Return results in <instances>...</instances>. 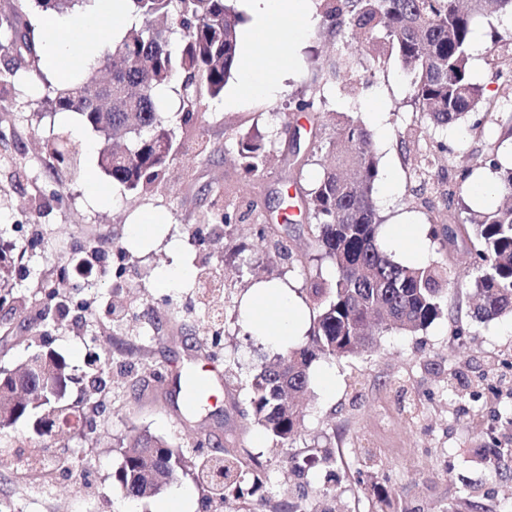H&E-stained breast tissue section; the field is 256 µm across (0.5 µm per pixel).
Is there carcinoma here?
<instances>
[{"mask_svg":"<svg viewBox=\"0 0 512 512\" xmlns=\"http://www.w3.org/2000/svg\"><path fill=\"white\" fill-rule=\"evenodd\" d=\"M43 11L63 13L89 0H35ZM141 26L127 33L102 62L112 63V108L92 105L99 79L93 62L80 76L49 91L51 111L79 114L100 134L99 162L112 181L139 192L168 168L178 150L174 127L161 115L157 90L177 84L180 125L197 120L198 96L224 92L238 57L242 15L228 0H129ZM493 11L512 14V0H322L323 18L336 29L376 34L397 51L411 78L414 104L434 126L460 124L478 107L493 112L495 104L468 73L471 25L475 15ZM24 11L5 18L12 34H21L28 53H37L34 31L22 20ZM180 32L181 44L169 47ZM325 80L347 88L356 82L345 63L331 62ZM58 165L77 169L68 135L46 141ZM245 170L260 173L267 161L265 136L249 131L237 140ZM328 163L309 189L300 192L302 209L312 221L313 242L320 258L336 268L332 280L306 289L312 306L308 341L287 347L252 378L248 406L241 417L261 426L284 444L298 434L303 415L298 401L309 391L310 369L321 358L340 359L373 343L371 328L415 334L445 316L443 284L459 274L432 262L404 266L392 260L378 241L380 216L373 199L379 170L369 131L348 120L328 143ZM467 239L479 275L471 283L476 304L472 317L489 322L512 313V205L490 211H467L447 226L446 241ZM43 372L40 394L17 389L16 374L0 372V433L21 421H39L37 436L49 435L77 417L67 401L75 382L68 363L54 352L30 355ZM122 462L115 480L129 498L155 494L181 474L196 481L222 503H249L267 476L255 458L245 459L235 445L191 457L147 431L130 435L121 446ZM332 464L328 454L294 457L291 469L302 473L316 463ZM445 512H488L475 499L448 503Z\"/></svg>","mask_w":512,"mask_h":512,"instance_id":"cac0c4a2","label":"carcinoma"}]
</instances>
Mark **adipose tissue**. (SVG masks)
Masks as SVG:
<instances>
[{
	"instance_id": "1",
	"label": "adipose tissue",
	"mask_w": 512,
	"mask_h": 512,
	"mask_svg": "<svg viewBox=\"0 0 512 512\" xmlns=\"http://www.w3.org/2000/svg\"><path fill=\"white\" fill-rule=\"evenodd\" d=\"M252 16L242 58L241 93H272L270 76L282 70L293 43L299 41L310 17L311 0H249ZM128 0H93L89 9L70 18L49 16L42 20L44 49L42 66L50 74L62 75L75 61L86 63L98 56L100 36L116 34L131 23ZM98 39H87L88 31ZM246 330L284 347L302 336L307 317L287 283L257 282L242 304Z\"/></svg>"
}]
</instances>
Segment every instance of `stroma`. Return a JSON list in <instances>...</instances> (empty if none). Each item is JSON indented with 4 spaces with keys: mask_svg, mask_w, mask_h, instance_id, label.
Listing matches in <instances>:
<instances>
[{
    "mask_svg": "<svg viewBox=\"0 0 512 512\" xmlns=\"http://www.w3.org/2000/svg\"><path fill=\"white\" fill-rule=\"evenodd\" d=\"M313 20L294 64L278 79L273 96L237 97L240 71H233L222 97L202 95L196 124L176 134L183 150L164 177L133 195L112 182L98 165L102 140L76 113H52L45 101L59 86L40 59L18 52L9 34H0V70L14 65L19 76L0 85V246L9 251L13 290L0 302V366L14 368L30 351L47 346L76 370L98 357L99 391L85 399L72 385L69 402L82 408L84 423L36 437L26 425L0 437V501L11 512H158L177 492L188 495V512H214L206 492L189 477H178L158 494L126 498L113 475L129 434L148 431L171 446L189 450L195 435L211 445L235 437L242 454L259 458L268 475L267 495L282 501L306 494L318 501L325 470L297 476L291 457L327 449L336 458L333 495L338 512H380L374 485L387 486L394 512H443L449 502L472 496L490 512H512V480L496 477L487 452L492 442L512 441V396L501 379L512 378V317L481 323L472 316L466 289L448 285V313L413 335L382 333L368 352L340 360L316 361L304 426L285 444L258 426L242 427L239 413L248 384L278 349L248 335L239 303L257 279L288 282L295 291L315 278H334L335 268L310 261L300 267L273 259L275 245L292 254L312 252L311 221L297 213L278 244L262 243V223L280 222L282 195H296L318 179L311 158L313 140L329 142L346 119L366 125L379 161L375 198L385 223L417 224L425 249L421 263L439 261L476 277L470 246L442 245V225L453 222L458 203L447 188L471 201V186L493 165L512 166V126L490 120L479 127L421 131L410 80L394 49L367 60L350 29L335 31L324 20L320 0H311ZM512 29V16L480 15L472 22L469 71L474 82L496 94L493 73L508 63L491 42L492 30ZM342 51L357 76L355 92L326 84L318 62ZM322 95L317 124L299 118L300 141L283 125L301 97ZM67 132L81 158L80 174L59 167L43 144L52 130ZM259 129L268 137L272 162L260 174L246 173L235 143ZM439 149L428 184L415 174L421 153ZM307 156L304 166L295 155ZM96 180L103 192L88 190ZM236 223L221 221L223 210ZM144 211L163 221L157 241L134 242L130 224ZM178 243L189 266L185 283L165 288L160 273L172 262ZM105 257L102 271L78 274L87 253ZM218 403L198 432L181 424L174 382L198 365L200 352ZM332 374L325 393L319 378ZM58 452L51 471L24 468L19 446Z\"/></svg>",
    "mask_w": 512,
    "mask_h": 512,
    "instance_id": "35a3bbf8",
    "label": "stroma"
}]
</instances>
